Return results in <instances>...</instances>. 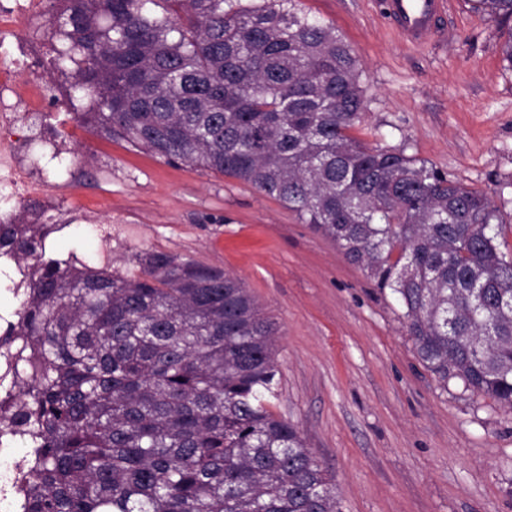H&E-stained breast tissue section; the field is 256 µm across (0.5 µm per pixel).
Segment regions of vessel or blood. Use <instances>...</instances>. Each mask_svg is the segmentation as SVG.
Segmentation results:
<instances>
[{
    "instance_id": "vessel-or-blood-1",
    "label": "vessel or blood",
    "mask_w": 512,
    "mask_h": 512,
    "mask_svg": "<svg viewBox=\"0 0 512 512\" xmlns=\"http://www.w3.org/2000/svg\"><path fill=\"white\" fill-rule=\"evenodd\" d=\"M381 9L404 41L420 45L441 27L447 0H381Z\"/></svg>"
}]
</instances>
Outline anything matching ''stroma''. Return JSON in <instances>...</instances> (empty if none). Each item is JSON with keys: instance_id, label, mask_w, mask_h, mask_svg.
I'll return each instance as SVG.
<instances>
[{"instance_id": "1", "label": "stroma", "mask_w": 512, "mask_h": 512, "mask_svg": "<svg viewBox=\"0 0 512 512\" xmlns=\"http://www.w3.org/2000/svg\"><path fill=\"white\" fill-rule=\"evenodd\" d=\"M448 28L404 43L379 0H299L361 63L352 131L486 191L512 216V66L502 31L447 0ZM66 165L46 168L53 257L133 271L164 251L239 278L279 330L275 410L335 475L341 512H512V412L418 359L390 292L329 237L251 185L164 163L73 119Z\"/></svg>"}]
</instances>
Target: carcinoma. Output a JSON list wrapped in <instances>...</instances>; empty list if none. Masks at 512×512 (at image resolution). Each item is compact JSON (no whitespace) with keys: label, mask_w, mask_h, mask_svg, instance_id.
Masks as SVG:
<instances>
[{"label":"carcinoma","mask_w":512,"mask_h":512,"mask_svg":"<svg viewBox=\"0 0 512 512\" xmlns=\"http://www.w3.org/2000/svg\"><path fill=\"white\" fill-rule=\"evenodd\" d=\"M512 22V0H471ZM52 69L78 116L168 162L248 183L390 290L433 375L512 410V259L488 193L350 134L361 65L297 0H68ZM0 221L22 278L0 434L31 449L24 512H340L274 411L277 328L243 282L175 254L138 273L46 254Z\"/></svg>","instance_id":"cac0c4a2"}]
</instances>
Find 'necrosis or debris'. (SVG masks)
<instances>
[{
    "instance_id": "necrosis-or-debris-1",
    "label": "necrosis or debris",
    "mask_w": 512,
    "mask_h": 512,
    "mask_svg": "<svg viewBox=\"0 0 512 512\" xmlns=\"http://www.w3.org/2000/svg\"><path fill=\"white\" fill-rule=\"evenodd\" d=\"M49 0H0V212L24 199L35 213L48 201V185L22 160L27 137L20 116L47 108L39 75L49 30ZM28 451L0 442V512H21V488L28 476Z\"/></svg>"
}]
</instances>
